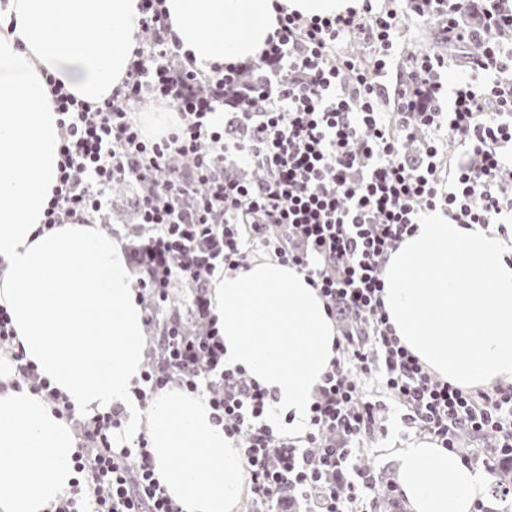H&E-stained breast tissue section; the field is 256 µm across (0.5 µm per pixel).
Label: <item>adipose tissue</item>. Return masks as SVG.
<instances>
[{
    "instance_id": "ef3b65f1",
    "label": "adipose tissue",
    "mask_w": 512,
    "mask_h": 512,
    "mask_svg": "<svg viewBox=\"0 0 512 512\" xmlns=\"http://www.w3.org/2000/svg\"><path fill=\"white\" fill-rule=\"evenodd\" d=\"M140 0H0V307L16 343L76 414L123 407L149 441L154 473L183 512H237L245 462L206 398L176 387L140 410L144 310L122 244L97 224L43 228L62 130L47 76L97 104L121 86L141 31ZM356 0H165L169 37L196 67L257 58L277 6L328 16ZM383 309L396 337L459 388L512 377V232L435 213L384 266ZM212 313L224 363L274 391L288 434L308 429L336 356V325L317 288L268 257L215 274ZM0 358V512H47L77 478L78 439ZM410 512H471L495 477L429 440L399 454Z\"/></svg>"
}]
</instances>
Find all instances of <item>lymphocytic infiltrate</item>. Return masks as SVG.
<instances>
[{"mask_svg": "<svg viewBox=\"0 0 512 512\" xmlns=\"http://www.w3.org/2000/svg\"><path fill=\"white\" fill-rule=\"evenodd\" d=\"M164 0H140L139 46L112 96L89 106L56 91L63 131L48 224L104 220L115 187H139L132 204L140 244L129 259L157 307L155 343L139 399L175 385L205 395L214 423L241 449L251 512H287L289 490L309 512H378L381 478L356 451L379 432L386 401L440 447L457 436H493L512 450V380L463 390L433 376L395 336L381 302L384 263L403 236L434 212L456 224L512 222V0H363L334 16H281L258 60L214 66L177 61ZM430 21L467 61L469 78L445 88L453 63L421 51L408 75L394 72L407 20ZM255 102L252 110L241 101ZM179 116L175 132L146 136L143 103ZM463 149L443 161L444 141ZM294 265L326 300L330 317L349 314L352 331L310 408L300 439L266 423L276 395L224 366L211 310L210 277L237 269L247 248ZM192 295L196 334L157 309L177 284ZM0 350L18 380L73 421L84 480L48 512H183L154 476L146 438L116 447L120 407L76 418L72 405L27 362L0 308ZM376 380L379 396L363 393Z\"/></svg>", "mask_w": 512, "mask_h": 512, "instance_id": "obj_1", "label": "lymphocytic infiltrate"}]
</instances>
